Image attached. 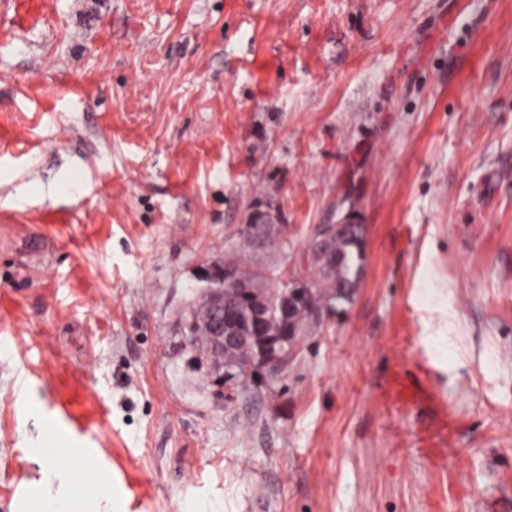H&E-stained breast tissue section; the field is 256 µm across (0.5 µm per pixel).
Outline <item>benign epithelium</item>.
I'll return each instance as SVG.
<instances>
[{"label": "benign epithelium", "instance_id": "7a95c632", "mask_svg": "<svg viewBox=\"0 0 512 512\" xmlns=\"http://www.w3.org/2000/svg\"><path fill=\"white\" fill-rule=\"evenodd\" d=\"M249 223L259 225L257 232L245 238L250 248L260 253L279 250L282 224L272 208L253 211ZM352 224L354 219L348 214L335 224L322 225L315 233L318 247L325 248L336 234L348 231ZM201 279L225 282L229 287L212 288L189 306L183 321V327L187 328L183 333V346L191 354V362L204 370L219 393L223 392L225 384L247 374H277L282 364L280 325L285 320L291 325L300 316L295 301L296 285L288 286V295L276 306L273 297L279 284L272 280L239 281L218 263L204 269ZM243 291L251 298L245 314L237 309L234 301L235 293ZM250 321L264 327L266 335L247 333L246 323Z\"/></svg>", "mask_w": 512, "mask_h": 512}]
</instances>
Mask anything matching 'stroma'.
Returning <instances> with one entry per match:
<instances>
[{"label": "stroma", "mask_w": 512, "mask_h": 512, "mask_svg": "<svg viewBox=\"0 0 512 512\" xmlns=\"http://www.w3.org/2000/svg\"><path fill=\"white\" fill-rule=\"evenodd\" d=\"M364 272L223 395L177 315L252 210ZM512 512V0H0V512ZM70 464L63 470V478L69 487L71 496L67 510H58L54 501L47 498L41 488L31 492L34 509L33 512H92L86 509L93 500L99 499L104 493L105 478L92 477L87 461L78 452L74 451L68 459Z\"/></svg>", "instance_id": "obj_1"}]
</instances>
